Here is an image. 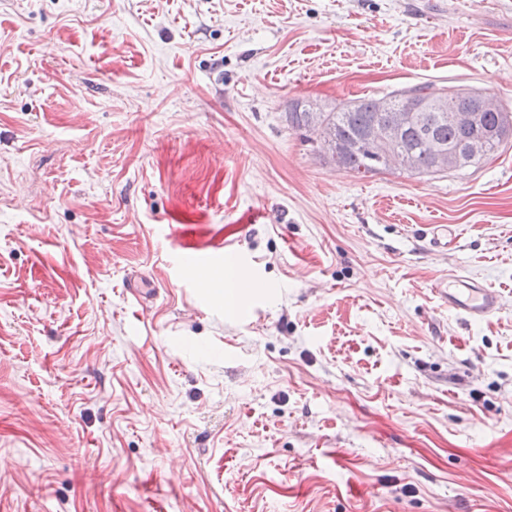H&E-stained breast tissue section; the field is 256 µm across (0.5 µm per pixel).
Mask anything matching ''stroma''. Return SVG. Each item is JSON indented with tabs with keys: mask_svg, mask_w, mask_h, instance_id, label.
I'll return each mask as SVG.
<instances>
[{
	"mask_svg": "<svg viewBox=\"0 0 512 512\" xmlns=\"http://www.w3.org/2000/svg\"><path fill=\"white\" fill-rule=\"evenodd\" d=\"M415 85L512 112V0H0V512H512V141L288 123ZM228 224L233 313L175 266ZM428 90V86H415L390 96V104L398 110L391 108L388 101L381 100L379 112H377L379 99H363L351 101V104L342 106L336 112H323L317 118L313 113L316 111L313 109L309 110L310 112H300L296 106L293 112H288V123L294 128H305L309 131L314 130L316 123L321 124H317L316 129L323 141H326V145L330 144L332 150L328 152L331 153L334 163L339 166L343 163L344 168L356 173H375L380 171L382 166L363 144L346 154L341 163V155L350 150L351 146L341 142L335 144L323 125L333 130L335 137L337 136L341 141L353 143L359 142L366 131L381 120L378 126L367 131L365 144L382 158L388 170L412 175H433L461 170L468 167L474 160H482L487 155L495 153L510 138V136L503 138V134L505 129H510L512 126L511 114L498 112V106L482 92L472 91L470 97L473 104L462 107L468 105L470 100L461 96L455 89L449 92L443 91L442 95L448 108H443L441 112H445L448 120L438 118L437 114L440 112H427L431 106L438 103V100H426L416 104L410 110H404L415 100L426 97L440 98L439 95ZM456 107L462 108L450 110ZM380 112L385 114L383 119ZM417 112L426 114L422 123L408 127L416 121ZM482 116L481 124L476 126ZM448 122L470 129L463 130ZM405 128L407 129L404 130ZM402 131L398 149L407 156L396 147V138ZM426 135H430L438 144L447 148L457 147L470 137L482 138L486 142L487 152L485 145L478 140L465 141L459 148L447 150L437 145L430 137H426L422 145L433 155L434 166L429 170L414 169L411 165L416 168H428L431 164L430 155L419 148L420 141ZM450 285L464 288H448V306L462 313L469 321H478L499 312L501 302L499 294L491 288L461 277L448 278Z\"/></svg>",
	"mask_w": 512,
	"mask_h": 512,
	"instance_id": "1",
	"label": "stroma"
}]
</instances>
